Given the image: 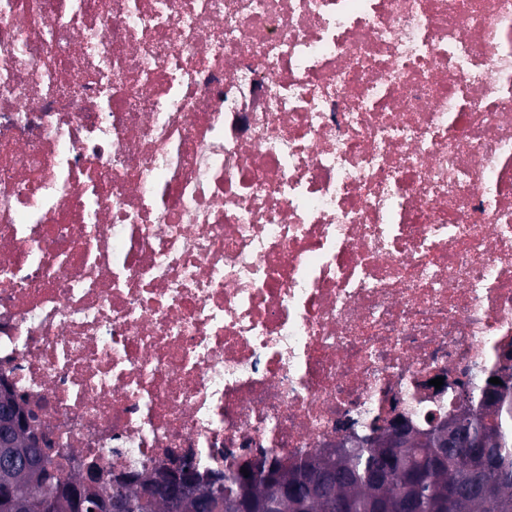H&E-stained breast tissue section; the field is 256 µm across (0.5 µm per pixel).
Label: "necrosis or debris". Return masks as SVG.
Listing matches in <instances>:
<instances>
[{"label":"necrosis or debris","mask_w":512,"mask_h":512,"mask_svg":"<svg viewBox=\"0 0 512 512\" xmlns=\"http://www.w3.org/2000/svg\"><path fill=\"white\" fill-rule=\"evenodd\" d=\"M493 376L512 0H0V378L53 462L295 461Z\"/></svg>","instance_id":"necrosis-or-debris-1"}]
</instances>
